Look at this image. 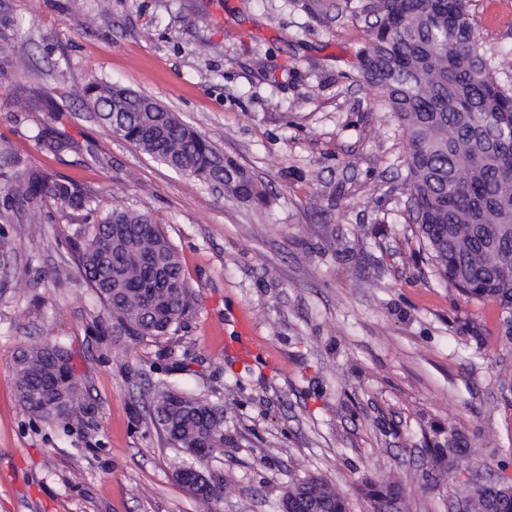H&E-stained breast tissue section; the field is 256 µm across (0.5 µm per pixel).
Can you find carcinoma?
Instances as JSON below:
<instances>
[{
  "label": "carcinoma",
  "instance_id": "obj_1",
  "mask_svg": "<svg viewBox=\"0 0 512 512\" xmlns=\"http://www.w3.org/2000/svg\"><path fill=\"white\" fill-rule=\"evenodd\" d=\"M362 11L374 18L359 54V74L378 89L407 143L401 163L408 209L422 250L435 275L469 300L501 308L504 333H512V87L499 75L512 73V51L490 54L476 39L468 0H369ZM22 67L0 53V81ZM85 96L112 131L174 171L224 193L261 205L266 193L250 173L175 113L145 94L100 81ZM46 150L72 148L61 132L36 135ZM470 171L467 184L457 172ZM10 187L0 199V223L7 213L50 202L58 213L90 217L70 241L79 273L113 323L135 335L176 334L191 310L190 291L178 252L161 225L145 213L113 208L100 213L77 182L56 173L0 165ZM30 354L18 401L29 413L65 421L79 410V379L70 348L61 341L24 348ZM219 406L171 389L154 399V420L165 438L174 434L185 451L205 440L224 447L223 426L204 415ZM323 489L324 512H346V499L318 476L296 481ZM397 494L391 485L370 482L369 499ZM475 512H512V484L476 491Z\"/></svg>",
  "mask_w": 512,
  "mask_h": 512
}]
</instances>
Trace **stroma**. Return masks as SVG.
Masks as SVG:
<instances>
[{
  "instance_id": "obj_1",
  "label": "stroma",
  "mask_w": 512,
  "mask_h": 512,
  "mask_svg": "<svg viewBox=\"0 0 512 512\" xmlns=\"http://www.w3.org/2000/svg\"><path fill=\"white\" fill-rule=\"evenodd\" d=\"M363 2L0 0V47L24 62L0 82V161L72 179L101 211L151 213L192 293L176 335L129 334L75 266L82 213L0 224V512H278L308 475L350 512H370V480L397 484L402 512H452L469 479L512 482V337L496 304L465 299L418 252L406 141L357 73ZM469 18L488 52L512 49V0H469ZM95 79L175 112L268 204L224 197L121 139L82 96ZM45 126L74 151L42 149ZM56 339L82 376L66 423L15 397L16 350ZM166 388L224 411L206 464L226 485L217 504L175 479L184 459L153 423ZM452 438L462 451L434 461ZM309 483H317L318 486L323 489L324 497L322 508L323 512H346V499L345 497L338 491L336 488L331 486L326 480L322 477L318 476H309L302 480H298L296 482H291L290 484L295 485H307Z\"/></svg>"
}]
</instances>
